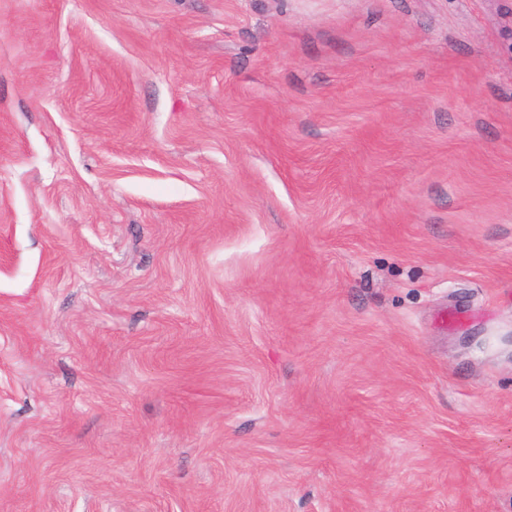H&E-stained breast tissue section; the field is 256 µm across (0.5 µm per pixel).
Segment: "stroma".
Instances as JSON below:
<instances>
[{
    "label": "stroma",
    "mask_w": 512,
    "mask_h": 512,
    "mask_svg": "<svg viewBox=\"0 0 512 512\" xmlns=\"http://www.w3.org/2000/svg\"><path fill=\"white\" fill-rule=\"evenodd\" d=\"M0 512H512V0H0Z\"/></svg>",
    "instance_id": "35a3bbf8"
}]
</instances>
